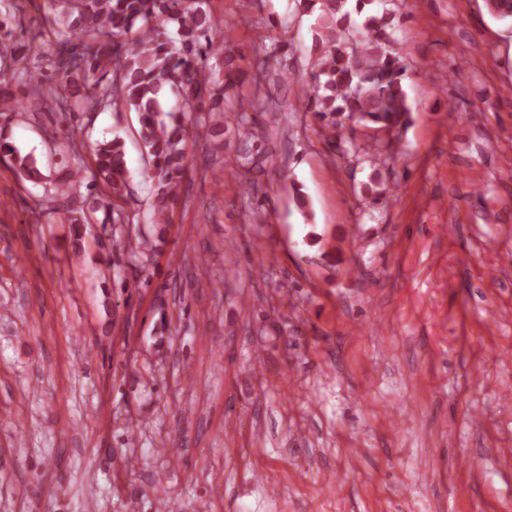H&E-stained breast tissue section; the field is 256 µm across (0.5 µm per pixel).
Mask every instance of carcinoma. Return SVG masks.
I'll use <instances>...</instances> for the list:
<instances>
[{
    "instance_id": "1",
    "label": "carcinoma",
    "mask_w": 512,
    "mask_h": 512,
    "mask_svg": "<svg viewBox=\"0 0 512 512\" xmlns=\"http://www.w3.org/2000/svg\"><path fill=\"white\" fill-rule=\"evenodd\" d=\"M205 0H52L60 7L55 24L23 41L0 45V112H104L128 106L139 114L140 137L157 179L154 221L169 223L187 170L190 125L206 118L240 125L250 123L253 102L237 93L242 71L226 50L222 67L209 60L219 53L217 30ZM325 24L314 30L311 80L291 74L305 111L328 132L331 146L353 151L374 164L378 142L357 143L340 137L345 121L398 132L411 108L403 79L407 63L388 32L387 0H295ZM59 83L46 89L48 69ZM21 178L40 179L36 159L0 141ZM92 163L67 181L46 190L51 201H69L83 186L97 197L88 213L71 219L80 226L97 221L126 224L130 217L115 200L127 187L124 148L118 137L89 148ZM267 157L250 149L237 156L236 176L263 169Z\"/></svg>"
}]
</instances>
